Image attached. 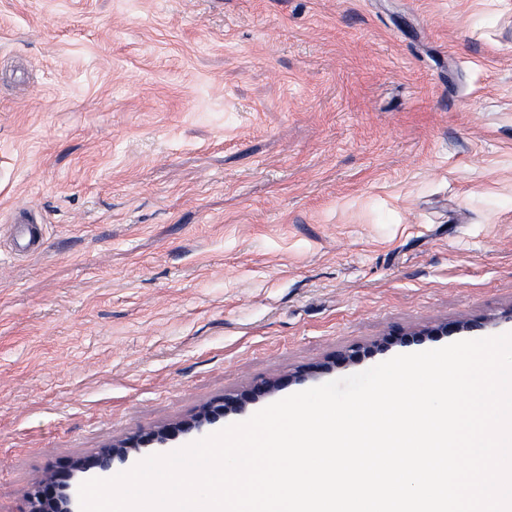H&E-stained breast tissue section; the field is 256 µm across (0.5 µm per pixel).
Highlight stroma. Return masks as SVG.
<instances>
[{
  "mask_svg": "<svg viewBox=\"0 0 512 512\" xmlns=\"http://www.w3.org/2000/svg\"><path fill=\"white\" fill-rule=\"evenodd\" d=\"M511 331L512 0H0V512ZM242 407L241 398L224 396L219 404L208 409L196 420L177 424L160 431L144 432L138 434L131 441L112 448H105L96 455L74 461L67 471H55L38 478L30 493V512H80L78 490L73 489L67 482L74 471L87 473L93 478L107 479L112 475L116 461L125 463L131 450L164 443L177 437L181 433H188L194 429L201 430L207 424H214L219 418L231 412H237ZM48 503L51 507L47 508Z\"/></svg>",
  "mask_w": 512,
  "mask_h": 512,
  "instance_id": "1",
  "label": "stroma"
}]
</instances>
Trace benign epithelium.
I'll return each mask as SVG.
<instances>
[{
  "label": "benign epithelium",
  "mask_w": 512,
  "mask_h": 512,
  "mask_svg": "<svg viewBox=\"0 0 512 512\" xmlns=\"http://www.w3.org/2000/svg\"><path fill=\"white\" fill-rule=\"evenodd\" d=\"M241 407L240 398L226 396L192 422L177 424L160 431L141 433L127 443L106 448L93 456L74 461L66 471H55L42 476L32 487L30 512H80L78 490L68 483L73 472L78 471L94 478L107 479L112 475L115 462H126L131 450L153 443H163L194 429L200 430L228 413L239 411Z\"/></svg>",
  "instance_id": "7a95c632"
}]
</instances>
